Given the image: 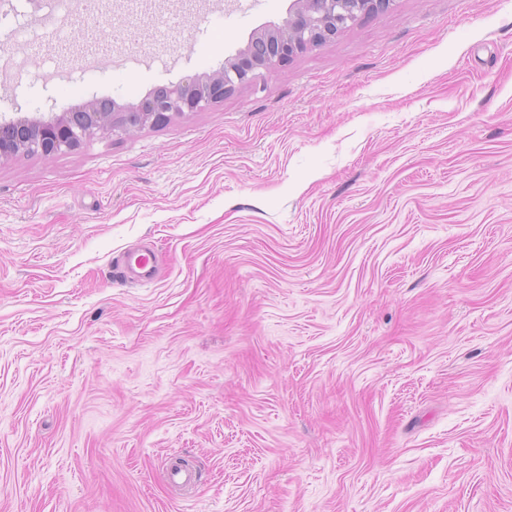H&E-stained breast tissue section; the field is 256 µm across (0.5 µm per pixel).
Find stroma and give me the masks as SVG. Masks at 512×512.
<instances>
[{
	"instance_id": "stroma-1",
	"label": "stroma",
	"mask_w": 512,
	"mask_h": 512,
	"mask_svg": "<svg viewBox=\"0 0 512 512\" xmlns=\"http://www.w3.org/2000/svg\"><path fill=\"white\" fill-rule=\"evenodd\" d=\"M289 5L0 0V115L139 103ZM0 512H512V0H393L0 162ZM124 271L126 278L149 281L152 275L154 255L150 250L127 252L124 255Z\"/></svg>"
}]
</instances>
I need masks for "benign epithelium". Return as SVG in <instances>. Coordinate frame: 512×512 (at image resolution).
I'll return each instance as SVG.
<instances>
[{
    "label": "benign epithelium",
    "instance_id": "obj_1",
    "mask_svg": "<svg viewBox=\"0 0 512 512\" xmlns=\"http://www.w3.org/2000/svg\"><path fill=\"white\" fill-rule=\"evenodd\" d=\"M390 0H293L284 22L257 36L224 68L194 75L168 87L133 108L112 104L103 108L91 99L61 115L0 117V162L18 154L52 157L74 151L96 136L128 135L148 124L177 115L201 112L224 100L235 88L252 80L255 72L271 71L289 57L346 31L354 21L353 8L369 14L386 7Z\"/></svg>",
    "mask_w": 512,
    "mask_h": 512
}]
</instances>
